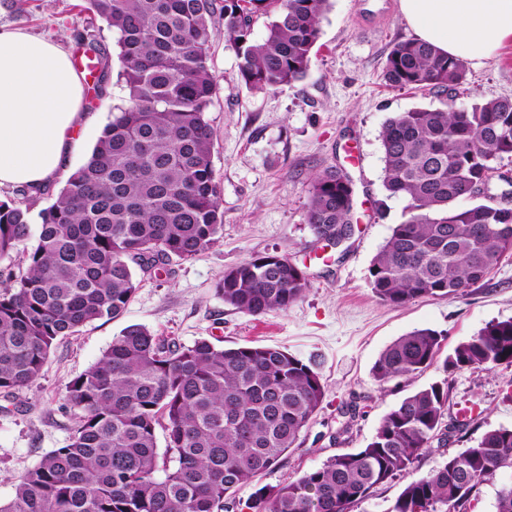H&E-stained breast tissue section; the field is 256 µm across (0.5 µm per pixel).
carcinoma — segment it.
<instances>
[{
  "mask_svg": "<svg viewBox=\"0 0 512 512\" xmlns=\"http://www.w3.org/2000/svg\"><path fill=\"white\" fill-rule=\"evenodd\" d=\"M329 7L330 0H88L87 10L116 36L125 102L37 224L31 208L45 191L21 188L0 201L1 394L35 384L57 340L121 316L139 285L131 265L150 273L220 242L215 134L206 116L216 93L208 65L215 12L236 51L238 79L264 91L307 77ZM261 15L271 21L256 41ZM89 51L99 93L108 55L92 42ZM467 72L465 60L412 39L393 44L381 77L394 88L461 94ZM381 146L384 188L405 206L368 268L372 292L392 307L468 294L512 253V209L458 206L512 160V97L399 112L384 124ZM355 205L350 176L328 167L311 182L307 223L330 241L356 222ZM307 287L298 265L267 253L227 268L216 293L262 316L288 310ZM441 343L430 328L397 338L375 361V379L416 377ZM499 367H512V319L487 323L443 362L446 373ZM324 396L312 362L279 348H221L207 339L177 347L129 325L68 382L65 400L78 410L69 443L20 476L0 512H228L241 485L294 447ZM447 403L439 382L408 394L364 447L288 484L256 488L245 508L350 512L440 440ZM509 470L512 427L491 428L407 482L390 512H468L477 490ZM495 512H512V484L496 490Z\"/></svg>",
  "mask_w": 512,
  "mask_h": 512,
  "instance_id": "cac0c4a2",
  "label": "carcinoma"
}]
</instances>
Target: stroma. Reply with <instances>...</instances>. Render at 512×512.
Listing matches in <instances>:
<instances>
[{
    "instance_id": "35a3bbf8",
    "label": "stroma",
    "mask_w": 512,
    "mask_h": 512,
    "mask_svg": "<svg viewBox=\"0 0 512 512\" xmlns=\"http://www.w3.org/2000/svg\"><path fill=\"white\" fill-rule=\"evenodd\" d=\"M330 3L308 75L293 89L254 92L241 85L224 19L212 17L209 69L217 92L207 117L216 132L212 163L221 187L223 237L194 259L173 258L142 276L121 318L95 321L58 340L36 384L12 397L0 395V504L13 498L20 475L68 444L76 411L65 401L67 383L133 324L178 346L202 338L226 348L270 346L315 364L325 397L297 446L262 475L261 484L270 487L365 446L387 412L433 382L448 385L446 417L467 408L472 420L449 444L432 447L413 477L474 445L487 429L512 427V367L447 373L436 364L410 380L382 385L374 378L379 354L409 331L441 333L445 356L488 322L512 319V255L464 296L420 298L401 308L374 296L368 268L404 206L383 187V125L399 112L443 106L446 98L428 89L391 88L381 78L392 45L413 37L398 0ZM85 6V0H0L1 27L64 42L76 67H84L82 52L92 41L111 58L102 96L84 107L93 120L71 155L74 169L86 162L113 106L125 97L115 36ZM505 96H512V40L484 65L469 66L467 89L455 104ZM331 166L351 177L359 216L351 237L336 248L324 247L306 221L312 178ZM264 253L285 256L305 271L302 298L260 317L225 305L215 292L225 269Z\"/></svg>"
}]
</instances>
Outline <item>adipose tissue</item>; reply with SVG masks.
Segmentation results:
<instances>
[{
  "label": "adipose tissue",
  "instance_id": "1",
  "mask_svg": "<svg viewBox=\"0 0 512 512\" xmlns=\"http://www.w3.org/2000/svg\"><path fill=\"white\" fill-rule=\"evenodd\" d=\"M416 39L479 65L512 38V0H398ZM84 84L59 42L0 28V187L42 189L87 123Z\"/></svg>",
  "mask_w": 512,
  "mask_h": 512
}]
</instances>
